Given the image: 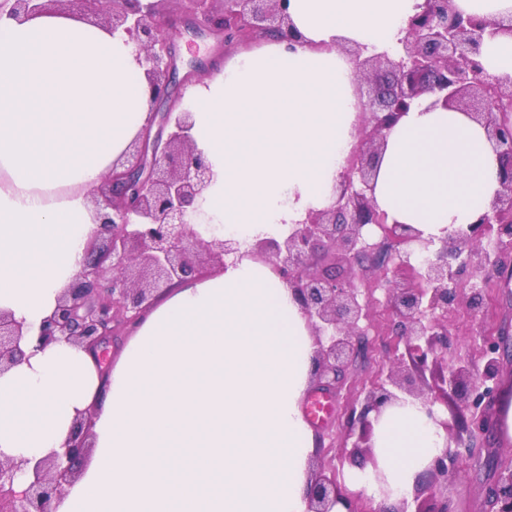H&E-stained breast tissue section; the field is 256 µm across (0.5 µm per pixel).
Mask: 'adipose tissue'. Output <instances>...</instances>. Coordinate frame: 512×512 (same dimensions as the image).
Instances as JSON below:
<instances>
[{
    "label": "adipose tissue",
    "instance_id": "1",
    "mask_svg": "<svg viewBox=\"0 0 512 512\" xmlns=\"http://www.w3.org/2000/svg\"><path fill=\"white\" fill-rule=\"evenodd\" d=\"M424 0H289L302 34L191 90L214 178L189 221L241 241L333 201L356 141L357 62L393 51ZM151 88L122 34L71 16L0 17V312L30 330L56 309L98 229L91 194L146 127ZM499 161L466 113L422 102L390 130L374 197L388 222L440 240L492 203ZM0 374V459L61 451L78 416L92 452L54 512H307L313 434L301 411L317 345L291 290L243 258L176 284L111 370L85 347L36 348ZM447 445L409 399L374 423L391 497Z\"/></svg>",
    "mask_w": 512,
    "mask_h": 512
}]
</instances>
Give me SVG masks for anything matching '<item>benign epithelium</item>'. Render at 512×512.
<instances>
[{
    "label": "benign epithelium",
    "mask_w": 512,
    "mask_h": 512,
    "mask_svg": "<svg viewBox=\"0 0 512 512\" xmlns=\"http://www.w3.org/2000/svg\"><path fill=\"white\" fill-rule=\"evenodd\" d=\"M82 16L103 21L127 36L144 53L153 89L152 112L160 116L156 133H146L127 153L123 171H112L94 195L99 228L86 251L82 269L61 295L53 314L35 334L45 348L61 339L82 343L100 354L149 310L176 281L222 268L240 257L235 238H218L211 224L192 227L187 217L213 179V172L191 136V111L179 108L177 87L194 74L177 78L175 29L161 19L160 0H68ZM200 20L224 34V42L245 44L275 38L292 46L301 36L288 16V0H189ZM47 11L46 0H0V16L32 17ZM512 31V18L487 20L458 11L453 0H425L411 17L392 52L362 57L365 47L344 44L358 60L362 108L357 144L334 184V202L326 209L258 240L245 255L270 264L291 288L318 344L315 378L335 392L351 382V367L367 350L373 317V289L360 278L382 271L383 303L391 332L404 353L391 360L386 378L363 391L346 418L349 456L363 458L380 480L372 452L370 414L400 400L398 389L428 406L444 430L470 432L464 411L480 412L479 434L495 427L493 388L506 340L493 338L485 364L448 365V310L464 304L470 316L483 313L487 270H512V76L491 75L478 60L483 44ZM453 107L481 123L500 163V190L478 220L434 242L409 224H390L375 204L374 180L386 138L399 118L426 99ZM23 325L0 312V373L25 359ZM432 381H427L426 376ZM456 404L452 419L433 410L435 402ZM86 423L76 421L67 448L38 460L26 490H15L18 473L29 460H0V512H50L51 502L70 482L88 452ZM476 454L473 441L454 453L443 450L400 500L397 512H453L448 502V464ZM494 512H512V465L501 467L489 488ZM309 512H387L362 507L368 500L338 482L336 469L319 468L308 488Z\"/></svg>",
    "instance_id": "7a95c632"
}]
</instances>
